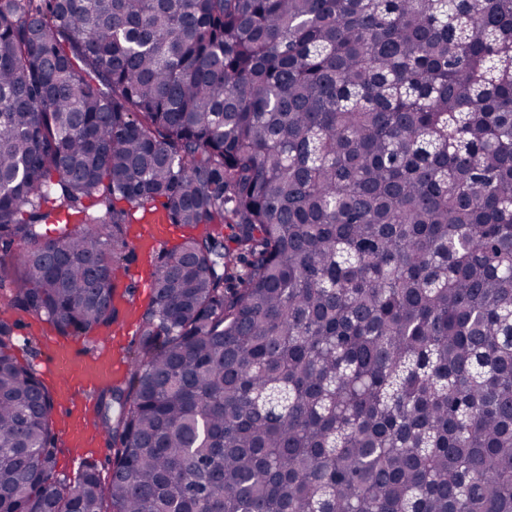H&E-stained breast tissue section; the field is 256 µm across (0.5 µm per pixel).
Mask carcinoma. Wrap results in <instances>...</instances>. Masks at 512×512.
<instances>
[{
    "label": "carcinoma",
    "mask_w": 512,
    "mask_h": 512,
    "mask_svg": "<svg viewBox=\"0 0 512 512\" xmlns=\"http://www.w3.org/2000/svg\"><path fill=\"white\" fill-rule=\"evenodd\" d=\"M156 203L108 476L0 319V512H512V0H0L8 308L109 331ZM146 232L142 236H136L132 240L133 246L138 250L152 248L162 238L168 236L170 225L162 222L159 218L154 220V224L145 225Z\"/></svg>",
    "instance_id": "cac0c4a2"
}]
</instances>
